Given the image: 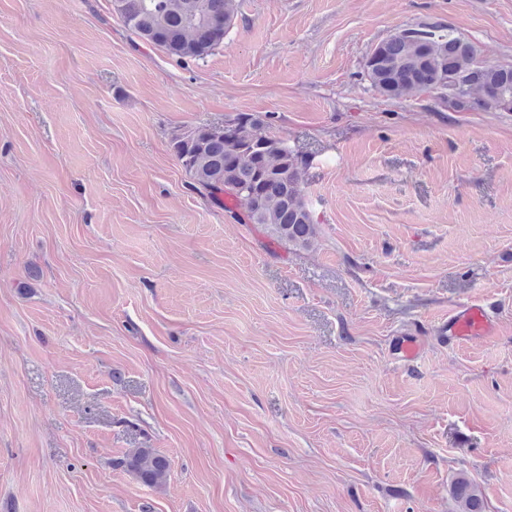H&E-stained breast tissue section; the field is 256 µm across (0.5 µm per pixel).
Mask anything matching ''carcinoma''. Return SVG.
Here are the masks:
<instances>
[{"mask_svg":"<svg viewBox=\"0 0 512 512\" xmlns=\"http://www.w3.org/2000/svg\"><path fill=\"white\" fill-rule=\"evenodd\" d=\"M112 6L138 38L180 63L213 54L237 13L236 0H112ZM474 55V46L452 28L422 23L376 44L363 72L370 88L388 99L425 93L455 112L474 105L512 112V65H488L475 73ZM268 128L266 118L239 113L222 123L177 133L170 145L194 184L239 222L260 224L274 240L306 247L315 235L304 201L307 159L270 135ZM120 465L156 489L170 474L169 459L154 448H132ZM454 494L464 512H484L479 493L466 478L457 479Z\"/></svg>","mask_w":512,"mask_h":512,"instance_id":"obj_1","label":"carcinoma"}]
</instances>
